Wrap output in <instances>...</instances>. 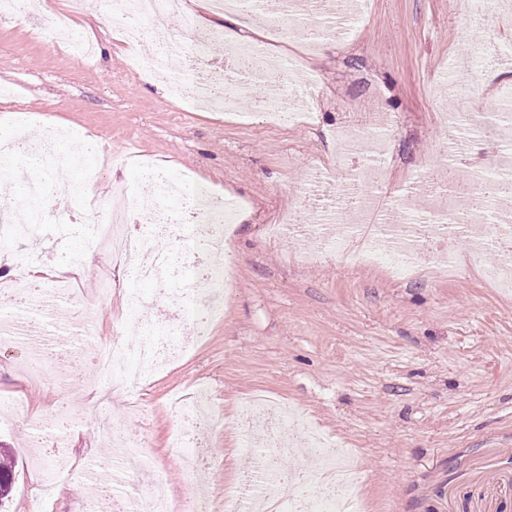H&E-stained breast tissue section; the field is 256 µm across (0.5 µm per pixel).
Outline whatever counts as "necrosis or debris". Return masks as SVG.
Listing matches in <instances>:
<instances>
[{"instance_id": "4bbe7bcc", "label": "necrosis or debris", "mask_w": 512, "mask_h": 512, "mask_svg": "<svg viewBox=\"0 0 512 512\" xmlns=\"http://www.w3.org/2000/svg\"><path fill=\"white\" fill-rule=\"evenodd\" d=\"M171 7V0H110L107 15L129 41L155 38L157 49L139 60L135 69L165 80L172 98L192 108L228 112L239 107L240 95L249 86L262 118L282 128L295 125L301 107L313 104L319 86L316 73L295 78L290 61L267 57L250 41H224L222 33L201 30L190 16L185 17L180 31H171ZM282 8L291 14L290 25H269L280 39H300L314 47L335 39L334 23L310 22L297 0H283ZM220 40L225 43L226 64L216 67L209 61L208 48ZM177 61L182 64L178 72L173 69ZM447 92L457 100L459 109L444 115V122L483 135L498 131V122L478 119L472 107L481 96L479 83L451 82ZM393 129V121H381L367 113L355 114L338 127L337 161L343 163L359 155L361 165L339 181L310 177L298 210L282 223L267 225L269 240L299 236L308 243L307 259L356 256L390 267L396 277L404 279L433 265L453 266V243L469 240L473 254L490 258L482 267L483 275L511 289L512 210L505 208L504 197H494L490 207L476 209L468 195L448 187L444 190L449 199L446 207L417 210L398 204L389 197L392 184L385 161ZM60 139L55 127L44 128L35 142L24 133L19 142H0V158L9 160L29 153L39 170L53 177L67 165L56 149ZM141 173L138 190L120 182L111 187L106 200H89L95 217L88 227L89 244L96 249L113 244L124 270L154 281L170 305L190 309L197 334H204L208 319L221 314L223 291L229 286L226 270L213 266L211 258L224 251L240 205L197 187L176 186L167 173L151 165L142 166ZM141 211L150 213L153 221L134 226V215ZM183 224L191 227L190 242L183 250L155 248L156 238L176 234ZM66 265V274L50 278L45 292L57 301H77L82 310H90L92 300L78 297L73 288L74 278L86 270L84 255H69ZM125 304L140 310L141 316L124 320L112 339L97 345L98 393L103 398L114 389L133 388L170 356L184 354L190 347L188 338L178 336L175 328L150 314L148 304L136 292L126 294ZM237 420L243 445L251 450L255 477L270 475L277 460L302 451L319 457L322 467L316 492L303 499L281 495L269 486L247 498L238 494L225 497L224 512H364L362 499L352 492L361 480L359 469L336 463L343 453L340 440L323 435L284 404L246 402L238 410ZM219 421L207 387H196L184 398L173 443L183 449L182 459L192 471L202 474L210 468L212 461L203 451L200 437Z\"/></svg>"}]
</instances>
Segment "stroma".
<instances>
[{
    "label": "stroma",
    "instance_id": "1",
    "mask_svg": "<svg viewBox=\"0 0 512 512\" xmlns=\"http://www.w3.org/2000/svg\"><path fill=\"white\" fill-rule=\"evenodd\" d=\"M88 2L72 21L94 47L88 57L68 43L41 45L34 22L0 20V87L9 90L0 102V139L14 133L19 112L28 126L47 120L81 133L95 148L68 174L81 181L95 172L101 199L113 182L136 185L135 161L146 158L241 202L229 253L234 282L205 341L105 401L86 380L95 344L113 335L124 291L162 300L155 284L135 281L111 255H95V270L79 283L84 296L97 294L100 268L117 283L95 308L93 336H83L84 316L74 306L56 313L63 335L48 352L50 385L25 374L27 347L0 345V444L14 453L5 512H78L98 493L147 504L156 487L169 505L185 501L201 480L170 445L178 425L172 398L201 382L224 413L209 437L215 462L204 480L217 512L249 466L236 414L259 390L355 449L368 512H512V295L484 281L472 261L445 279L401 280L333 256L306 263L304 239L273 243L263 234L295 206L312 169L343 177L330 133L354 108L396 118L387 157L394 187L414 174L444 178V148L455 131L437 119V90L451 79L469 81L476 70L479 108H512L500 95L512 86L504 0H369L346 41L306 61L321 79L315 125L282 129L264 126L248 92L239 106L246 122L184 111L164 81L129 74L131 57L102 0ZM477 45L484 51L478 58ZM15 401L24 413L6 411ZM64 408L78 417L69 431L32 443L33 418L55 427ZM104 418L144 442L150 474L99 469L111 456ZM43 467L54 488L36 505L31 477Z\"/></svg>",
    "mask_w": 512,
    "mask_h": 512
}]
</instances>
